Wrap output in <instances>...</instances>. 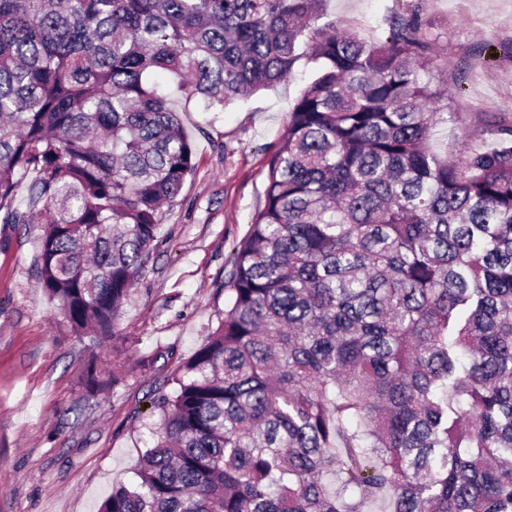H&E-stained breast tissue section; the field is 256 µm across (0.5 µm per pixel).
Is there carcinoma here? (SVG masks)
Instances as JSON below:
<instances>
[{
    "label": "carcinoma",
    "mask_w": 512,
    "mask_h": 512,
    "mask_svg": "<svg viewBox=\"0 0 512 512\" xmlns=\"http://www.w3.org/2000/svg\"><path fill=\"white\" fill-rule=\"evenodd\" d=\"M323 3L0 0V223L44 226L41 286L98 344L195 167L155 76L222 112L310 68L224 319L99 512H512V124L441 155L420 14L368 42Z\"/></svg>",
    "instance_id": "obj_1"
}]
</instances>
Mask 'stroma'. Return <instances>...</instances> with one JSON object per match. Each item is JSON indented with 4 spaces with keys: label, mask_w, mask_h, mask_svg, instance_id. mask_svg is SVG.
<instances>
[{
    "label": "stroma",
    "mask_w": 512,
    "mask_h": 512,
    "mask_svg": "<svg viewBox=\"0 0 512 512\" xmlns=\"http://www.w3.org/2000/svg\"><path fill=\"white\" fill-rule=\"evenodd\" d=\"M328 18L369 41L387 16L418 12L436 45L431 77L448 82L454 122L432 145L455 159L491 145L512 114V0H326ZM307 86L287 81L206 112L181 113L195 168L162 208L156 247L124 305L115 336H77L45 294L34 259L43 227L0 223V512H97L133 486L159 420L153 403L224 316L231 253L264 205L268 163ZM120 364L116 383L85 385L91 358Z\"/></svg>",
    "instance_id": "obj_1"
}]
</instances>
